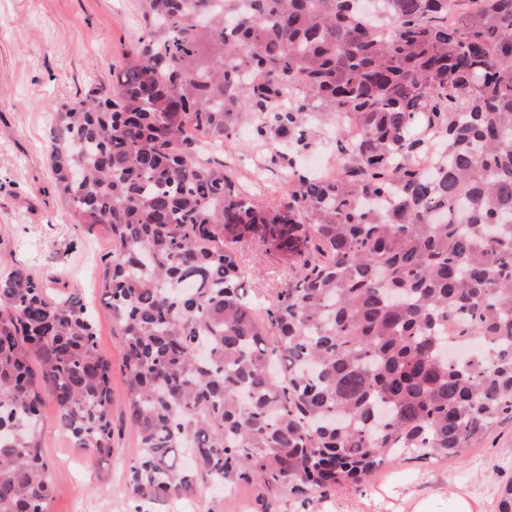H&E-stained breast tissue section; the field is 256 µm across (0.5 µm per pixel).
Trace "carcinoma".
<instances>
[{"label": "carcinoma", "instance_id": "1", "mask_svg": "<svg viewBox=\"0 0 512 512\" xmlns=\"http://www.w3.org/2000/svg\"><path fill=\"white\" fill-rule=\"evenodd\" d=\"M383 2L386 41L362 0H143L116 81L54 108L58 190L115 245L126 491L153 512L207 482L306 503L512 418V0ZM340 115V172L298 168ZM243 123L276 206L201 158ZM255 237L305 256L262 314L236 252ZM111 380L77 289L0 275V512H47L44 397L112 454Z\"/></svg>", "mask_w": 512, "mask_h": 512}]
</instances>
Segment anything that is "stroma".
I'll use <instances>...</instances> for the list:
<instances>
[{
  "mask_svg": "<svg viewBox=\"0 0 512 512\" xmlns=\"http://www.w3.org/2000/svg\"><path fill=\"white\" fill-rule=\"evenodd\" d=\"M145 26L141 0H0V274L27 269L36 277L80 290L100 351L112 362V454L74 446L58 424V409L42 410L43 453L53 480L48 512H131L125 492L139 453L126 420L129 398L124 349L103 303L102 272L113 248L104 227L78 223L60 196L46 144L53 106L108 86L125 52ZM226 157L241 161L245 186L264 205L279 202L283 185L266 168L257 142H235ZM246 286L262 304L273 302L303 262L257 239L239 244ZM512 478V420L469 442L460 457L435 463L380 466L361 488L312 495L308 506L281 496L277 512H452L466 497L472 512H497Z\"/></svg>",
  "mask_w": 512,
  "mask_h": 512,
  "instance_id": "35a3bbf8",
  "label": "stroma"
}]
</instances>
